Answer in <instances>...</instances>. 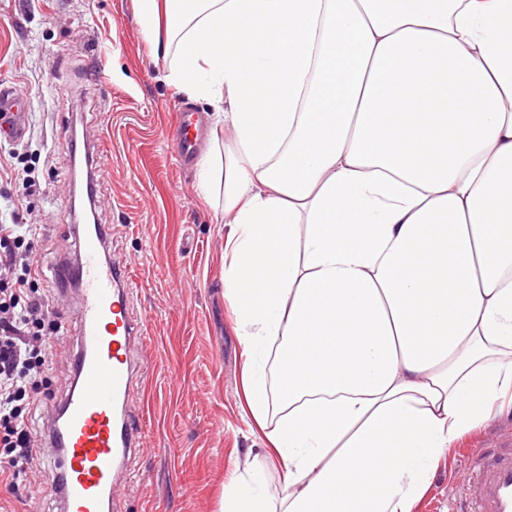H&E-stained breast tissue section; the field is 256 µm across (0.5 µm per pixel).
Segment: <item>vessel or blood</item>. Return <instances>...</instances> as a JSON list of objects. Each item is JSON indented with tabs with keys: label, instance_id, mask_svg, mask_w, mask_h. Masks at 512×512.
<instances>
[{
	"label": "vessel or blood",
	"instance_id": "obj_1",
	"mask_svg": "<svg viewBox=\"0 0 512 512\" xmlns=\"http://www.w3.org/2000/svg\"><path fill=\"white\" fill-rule=\"evenodd\" d=\"M25 107L12 86L0 83V140L25 137ZM197 128L196 113H178L173 144L181 164L197 154ZM73 236L80 259L65 276L77 286L76 301L61 304L58 313L76 323L75 383L47 425L43 454L58 512H116L125 462L142 434L127 397L141 370L132 343L143 327L129 313L130 275L109 252L105 225ZM462 486L456 512H512V445L472 459Z\"/></svg>",
	"mask_w": 512,
	"mask_h": 512
}]
</instances>
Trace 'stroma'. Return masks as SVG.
<instances>
[{"label":"stroma","instance_id":"stroma-1","mask_svg":"<svg viewBox=\"0 0 512 512\" xmlns=\"http://www.w3.org/2000/svg\"><path fill=\"white\" fill-rule=\"evenodd\" d=\"M175 54L141 32L134 0H0V82L26 101L24 141H0L15 171L0 176L20 223L39 225L36 283L60 298L55 268L63 232L88 201L73 190L71 139L96 140L104 158L96 212L110 249L132 273V307L146 333L134 343L143 376L129 395L142 424L126 464L122 512H219L224 485L259 472L270 493L283 472L250 429L241 382L243 349L224 300V128L214 107L168 76ZM201 112L200 160L181 167L172 132L178 106ZM73 380L72 355L57 350L34 398L37 418ZM512 438V414L450 448L412 512H452L465 456ZM39 471L0 477V512H53Z\"/></svg>","mask_w":512,"mask_h":512}]
</instances>
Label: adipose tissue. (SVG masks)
Returning <instances> with one entry per match:
<instances>
[{
	"mask_svg": "<svg viewBox=\"0 0 512 512\" xmlns=\"http://www.w3.org/2000/svg\"><path fill=\"white\" fill-rule=\"evenodd\" d=\"M136 13L230 139L224 298L284 488L232 482L220 512H412L512 409V0Z\"/></svg>",
	"mask_w": 512,
	"mask_h": 512,
	"instance_id": "ef3b65f1",
	"label": "adipose tissue"
}]
</instances>
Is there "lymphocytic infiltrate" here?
I'll use <instances>...</instances> for the list:
<instances>
[{
  "mask_svg": "<svg viewBox=\"0 0 512 512\" xmlns=\"http://www.w3.org/2000/svg\"><path fill=\"white\" fill-rule=\"evenodd\" d=\"M37 237L35 225L0 224V447L13 471L39 454L29 393L46 368L41 350L59 332L55 308L35 288Z\"/></svg>",
  "mask_w": 512,
  "mask_h": 512,
  "instance_id": "1",
  "label": "lymphocytic infiltrate"
}]
</instances>
